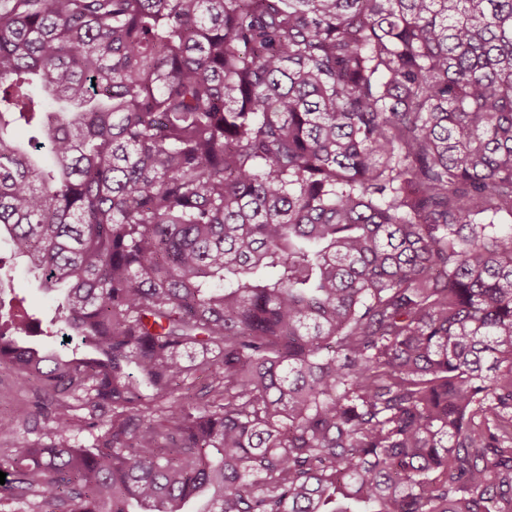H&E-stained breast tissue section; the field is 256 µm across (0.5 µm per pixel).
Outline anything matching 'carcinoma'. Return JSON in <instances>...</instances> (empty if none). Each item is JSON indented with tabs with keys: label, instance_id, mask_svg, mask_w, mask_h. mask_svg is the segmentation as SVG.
<instances>
[{
	"label": "carcinoma",
	"instance_id": "carcinoma-1",
	"mask_svg": "<svg viewBox=\"0 0 512 512\" xmlns=\"http://www.w3.org/2000/svg\"><path fill=\"white\" fill-rule=\"evenodd\" d=\"M504 217L512 0H0V507L512 512ZM12 288H14L12 296L24 297L26 304L36 314V317L42 321V329H45L48 320L53 316L52 303L39 290L37 282L26 275L22 267L14 275ZM17 382L16 373L0 365V416L15 414L18 408L30 404L35 397L45 395L38 380H31L23 390L17 388ZM37 441L48 442L40 425H35L34 422L20 421L10 433L0 434V459L9 454L10 448H13L19 442Z\"/></svg>",
	"mask_w": 512,
	"mask_h": 512
}]
</instances>
